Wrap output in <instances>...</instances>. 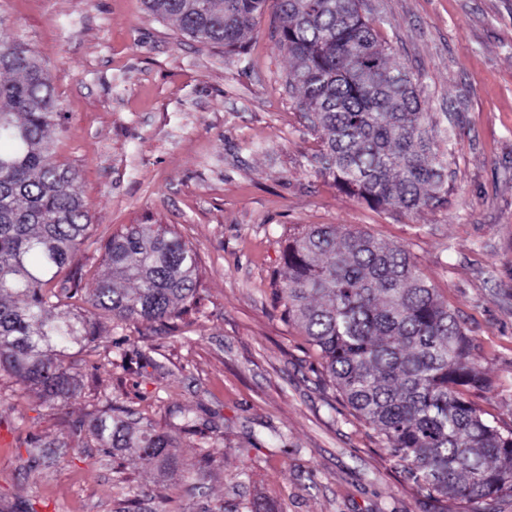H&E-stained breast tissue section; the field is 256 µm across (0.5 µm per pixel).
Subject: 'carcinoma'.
<instances>
[{
  "mask_svg": "<svg viewBox=\"0 0 512 512\" xmlns=\"http://www.w3.org/2000/svg\"><path fill=\"white\" fill-rule=\"evenodd\" d=\"M181 34L231 52L276 7L277 42L295 61L288 87L321 132L317 172L368 205L398 212L448 193L440 122L422 111V83L389 59L363 0H144ZM59 103L43 59L0 46V370L40 396L67 402L80 386L68 352L97 340L95 312L114 322L181 319L196 309L197 259L158 224H135L106 245L108 275L78 310L70 273L91 219L73 190L76 171L53 156ZM280 287L288 319L317 348L357 417L381 437L412 481L462 512L512 495V428L469 400L486 379L474 344L409 252L348 228L320 225L288 242ZM69 271L59 279L63 271ZM88 421L105 448L166 461L174 440L112 415Z\"/></svg>",
  "mask_w": 512,
  "mask_h": 512,
  "instance_id": "cac0c4a2",
  "label": "carcinoma"
}]
</instances>
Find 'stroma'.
<instances>
[{
	"mask_svg": "<svg viewBox=\"0 0 512 512\" xmlns=\"http://www.w3.org/2000/svg\"><path fill=\"white\" fill-rule=\"evenodd\" d=\"M392 58L448 121V195L388 213L316 173L320 135L289 89L264 15L241 55L179 34L143 0H0L6 41L44 60L63 115L59 163L91 216L81 286L104 247L159 224L198 256L199 311L179 328L100 316L82 385L50 402L0 371V508L8 512H440L322 372L275 288L289 239L333 224L409 251L472 337L489 379L471 399L512 426V0H368ZM173 436L172 460L113 457L90 430L106 402ZM194 410L196 434L182 431ZM213 462L197 472L204 454Z\"/></svg>",
	"mask_w": 512,
	"mask_h": 512,
	"instance_id": "stroma-1",
	"label": "stroma"
}]
</instances>
